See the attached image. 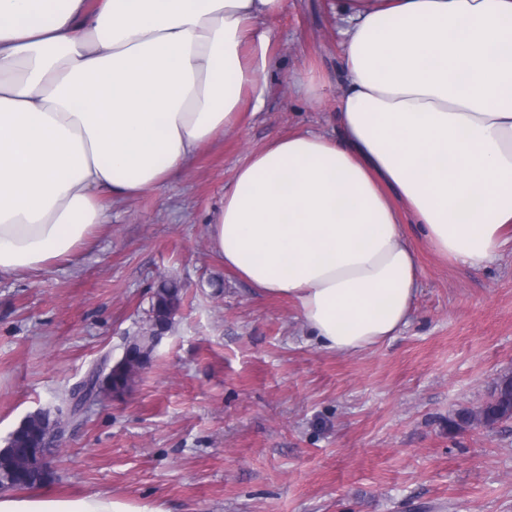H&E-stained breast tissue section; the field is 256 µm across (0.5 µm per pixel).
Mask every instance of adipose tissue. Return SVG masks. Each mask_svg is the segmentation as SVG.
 <instances>
[{
    "label": "adipose tissue",
    "mask_w": 512,
    "mask_h": 512,
    "mask_svg": "<svg viewBox=\"0 0 512 512\" xmlns=\"http://www.w3.org/2000/svg\"><path fill=\"white\" fill-rule=\"evenodd\" d=\"M286 0H0V276L91 244L103 196L159 188L265 104L262 23ZM339 137L253 152L208 233L226 269L294 299L355 353L409 321L407 231L480 268L512 227V0H342ZM0 512H162L121 497L0 495Z\"/></svg>",
    "instance_id": "1"
}]
</instances>
